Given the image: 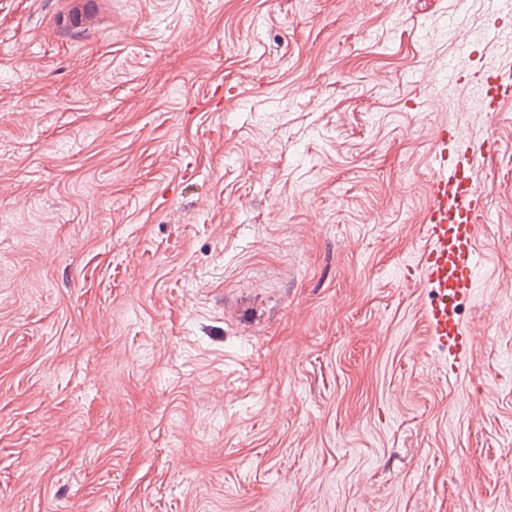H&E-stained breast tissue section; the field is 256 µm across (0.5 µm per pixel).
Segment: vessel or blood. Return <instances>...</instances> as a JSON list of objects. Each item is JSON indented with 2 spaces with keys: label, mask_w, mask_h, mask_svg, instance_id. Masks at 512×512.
<instances>
[{
  "label": "vessel or blood",
  "mask_w": 512,
  "mask_h": 512,
  "mask_svg": "<svg viewBox=\"0 0 512 512\" xmlns=\"http://www.w3.org/2000/svg\"><path fill=\"white\" fill-rule=\"evenodd\" d=\"M474 82L495 83L496 93L484 109L497 113L512 103V74L489 77L474 72ZM476 151L463 148L448 127L435 134L432 148L434 176L424 224L425 244L419 270L431 289L425 309L430 335L448 351V372L459 375L471 360L473 338L461 320V306L471 300L478 284L481 256L478 240L485 221L484 192Z\"/></svg>",
  "instance_id": "b4317fda"
}]
</instances>
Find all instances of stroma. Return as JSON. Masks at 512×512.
<instances>
[{
  "mask_svg": "<svg viewBox=\"0 0 512 512\" xmlns=\"http://www.w3.org/2000/svg\"><path fill=\"white\" fill-rule=\"evenodd\" d=\"M0 0V512H512V55L467 0ZM480 160L469 371L438 126ZM472 79L474 82L481 85H487L493 81L496 85V94L490 100L485 98L484 110L495 116L497 112H501L506 104L512 103V75L511 64L508 63V69L505 73L497 75L496 77L487 76L481 72H474ZM478 153L463 148L448 127L438 129L432 148L434 176L419 260L421 279L431 290L425 320L436 343L448 349V373L457 376L473 352V337L461 320V306L478 284V240L485 221Z\"/></svg>",
  "mask_w": 512,
  "mask_h": 512,
  "instance_id": "obj_1",
  "label": "stroma"
}]
</instances>
